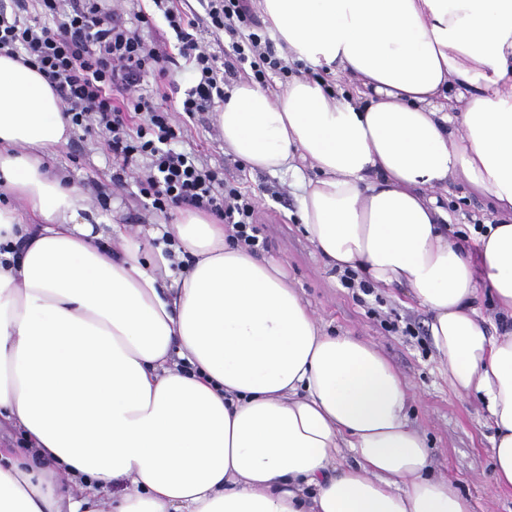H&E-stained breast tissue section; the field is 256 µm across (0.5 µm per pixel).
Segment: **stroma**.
<instances>
[{
	"label": "stroma",
	"mask_w": 512,
	"mask_h": 512,
	"mask_svg": "<svg viewBox=\"0 0 512 512\" xmlns=\"http://www.w3.org/2000/svg\"><path fill=\"white\" fill-rule=\"evenodd\" d=\"M189 126L183 150L205 153L211 165L224 167L242 192L256 198L258 225L268 242L266 253L284 263L318 322L326 330L373 343L404 378L408 416L430 446V476L455 482L471 512H512V496L491 488L494 430L485 404L477 396L459 397L441 375L428 314L382 288L366 294L343 287L335 270L326 266L292 217L300 194L296 177L285 171L237 170L234 158L224 152L214 113L196 114ZM50 167L74 180L93 213L107 216L128 232L163 221L127 194L111 196L106 204L99 200V190L110 183L111 169L104 148L82 139L79 132H72ZM391 322L396 325L392 331L387 328ZM408 327L413 330L409 336L404 333Z\"/></svg>",
	"instance_id": "1"
}]
</instances>
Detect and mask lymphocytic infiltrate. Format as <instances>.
<instances>
[{
  "mask_svg": "<svg viewBox=\"0 0 512 512\" xmlns=\"http://www.w3.org/2000/svg\"><path fill=\"white\" fill-rule=\"evenodd\" d=\"M130 2L126 11L113 0H13L12 12L0 10V51L24 56L55 89L73 128L102 141L113 190L135 183L156 213L165 216L182 206L208 211L241 244L267 248L259 237L255 199L226 178L223 168L179 151L178 145L188 118L223 106L239 69L249 68L261 85L272 74L290 78L292 69L258 27L248 0H199V13L175 0H152L150 13L140 0ZM34 6L52 17V24L31 17ZM157 12L175 34V53L154 33ZM202 26L228 35V61L219 62L198 40ZM180 61L192 80L178 109L139 93L146 77L165 78Z\"/></svg>",
  "mask_w": 512,
  "mask_h": 512,
  "instance_id": "1",
  "label": "lymphocytic infiltrate"
}]
</instances>
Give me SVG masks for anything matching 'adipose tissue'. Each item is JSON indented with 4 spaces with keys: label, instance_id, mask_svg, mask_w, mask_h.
<instances>
[{
    "label": "adipose tissue",
    "instance_id": "obj_1",
    "mask_svg": "<svg viewBox=\"0 0 512 512\" xmlns=\"http://www.w3.org/2000/svg\"><path fill=\"white\" fill-rule=\"evenodd\" d=\"M262 12L284 63L312 73L274 96L239 81L217 114L225 153L300 176L297 217L327 263L429 313L449 386L486 400L493 486L512 495V0ZM71 132L44 76L0 53V190L27 208L0 205V419L27 445H0V512H470L428 477L400 374L326 332L279 260L191 208L166 227L191 258L175 275L119 225L96 233L46 167ZM453 180L496 207L463 243L425 194Z\"/></svg>",
    "mask_w": 512,
    "mask_h": 512
}]
</instances>
